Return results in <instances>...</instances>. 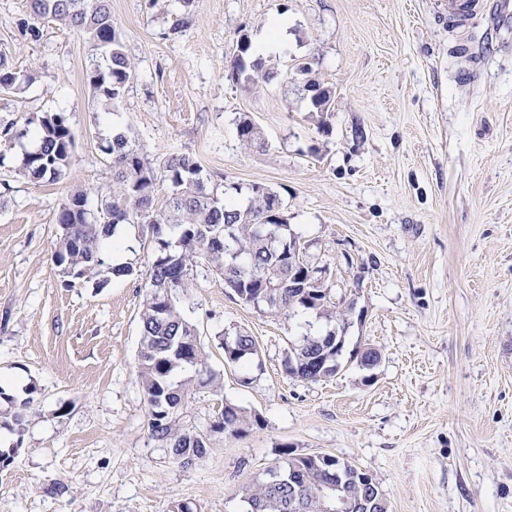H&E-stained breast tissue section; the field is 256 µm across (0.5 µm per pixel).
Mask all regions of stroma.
<instances>
[{
  "label": "stroma",
  "mask_w": 512,
  "mask_h": 512,
  "mask_svg": "<svg viewBox=\"0 0 512 512\" xmlns=\"http://www.w3.org/2000/svg\"><path fill=\"white\" fill-rule=\"evenodd\" d=\"M445 0H111L134 64L118 109L85 80V36L52 21L20 32L26 0H0V53L28 72L0 91V123L65 112L75 145L63 178L16 172L0 152V389H33L16 450L0 468V512H242L245 488L281 463L333 455L373 474L392 512H512V39L475 17L465 34L487 61L474 79L453 45ZM288 25L265 60L276 79L253 90L230 64L240 37L258 45ZM331 89L321 116L307 80ZM264 133L245 147L240 116ZM130 130L149 159L190 154L228 201L251 186L278 192L311 261L329 265L330 298L353 311L335 376L304 382L283 367L291 342L324 333L312 312L274 316L243 304L197 268L176 296L220 374L187 420L209 450L172 464L147 426L138 379L149 250L121 231L134 275L74 288L52 260L68 196L91 205L112 185L100 149ZM243 329L258 353L224 363L218 335ZM381 354L365 370L355 355ZM259 414L241 435L210 433L224 403ZM64 485L61 494L52 484Z\"/></svg>",
  "instance_id": "obj_1"
}]
</instances>
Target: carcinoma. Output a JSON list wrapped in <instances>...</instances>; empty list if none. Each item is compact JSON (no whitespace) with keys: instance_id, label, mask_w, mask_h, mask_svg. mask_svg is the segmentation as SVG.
I'll return each mask as SVG.
<instances>
[{"instance_id":"1","label":"carcinoma","mask_w":512,"mask_h":512,"mask_svg":"<svg viewBox=\"0 0 512 512\" xmlns=\"http://www.w3.org/2000/svg\"><path fill=\"white\" fill-rule=\"evenodd\" d=\"M32 24L26 32L40 35L39 21L49 19L83 35L91 45L92 58L86 80L96 97L118 107L133 77L134 66L124 50L122 38L112 22L110 0H27ZM251 44L240 40L233 71L259 89L271 77L258 57L248 61ZM33 77L15 69L0 54V90L20 91ZM314 108L331 111V90L314 81L306 83ZM37 145L22 156L17 173L35 182H57L66 172L75 137L63 112H47L33 131L17 130L12 122L0 124V146L11 148L27 135ZM238 134L247 146L258 149L265 141L261 128L248 116L239 119ZM103 151L112 157V191L104 210L94 214L87 208V193L73 192L59 209L53 261L67 277V286L93 280L102 287L114 276L134 274L125 265L115 268L106 253L120 224H139L151 233L149 291L141 312L142 341L138 376L148 407L151 436L168 450L172 462L188 468L203 458L209 435L185 422L188 396L193 387H220L218 375L208 366L195 325L186 320L176 305V294L186 287L194 268L206 266L222 275L224 284L242 303L271 314L289 315L298 309L311 311L334 324L318 336H303L288 348L284 359L287 375L318 382L336 374L350 308L336 309L329 301V267L304 258L299 237L288 224L279 195L253 185L236 204L221 200L211 178L191 155H172L159 163L147 158L130 132L112 135ZM170 182L171 192L162 205L154 197L158 177ZM317 269V275L309 270ZM224 363L236 365L257 354L248 332L237 330L234 341L221 343ZM192 368L194 375L175 379L178 372ZM33 391L0 410V424L22 433L26 411L34 402ZM260 424L256 413L226 403L210 426L214 433L239 435ZM283 470H295L297 486H272L269 481L246 489V512H292L288 495L299 497L304 512H329L323 495L326 482L336 483L341 474L340 493L348 498L372 500L382 494L372 475L343 459L330 455L297 456L290 445L281 444Z\"/></svg>"}]
</instances>
